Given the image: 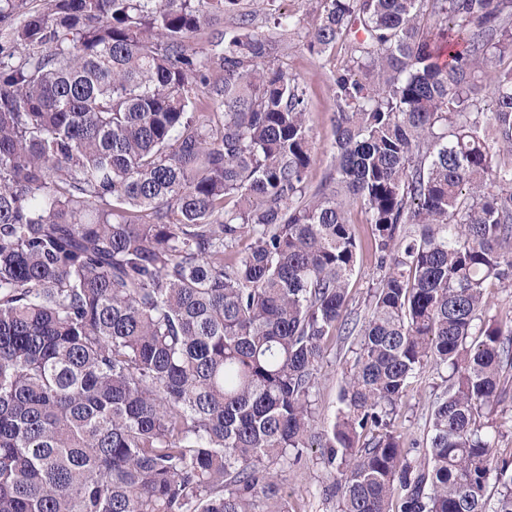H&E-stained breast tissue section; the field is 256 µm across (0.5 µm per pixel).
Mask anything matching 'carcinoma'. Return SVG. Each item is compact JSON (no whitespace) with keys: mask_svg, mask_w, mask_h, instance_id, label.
Listing matches in <instances>:
<instances>
[{"mask_svg":"<svg viewBox=\"0 0 512 512\" xmlns=\"http://www.w3.org/2000/svg\"><path fill=\"white\" fill-rule=\"evenodd\" d=\"M24 2L0 0V512H292L271 464L313 447L334 336L339 512H512V0ZM292 36L350 42L314 190L307 89L271 64ZM428 366L421 448L395 421ZM349 220L354 224L356 235L361 241L362 249L356 270L351 278L349 287V310L355 312L358 317H364L368 313V299L377 277V266L374 251L368 235V227L365 224V213L359 205L350 208ZM354 336L347 340L333 339L329 342L323 362L318 372L317 385L313 389L312 400L316 414L312 422V432L320 435L329 429L339 406V391L345 373L349 370L355 348ZM511 406V408H510ZM505 410H507L506 414L501 415V412H498L494 419H496V424L498 429L502 432L499 437L497 448L502 453L509 454L512 451V428L510 427L509 414L512 410V389L509 393V398L504 404Z\"/></svg>","mask_w":512,"mask_h":512,"instance_id":"1","label":"carcinoma"}]
</instances>
